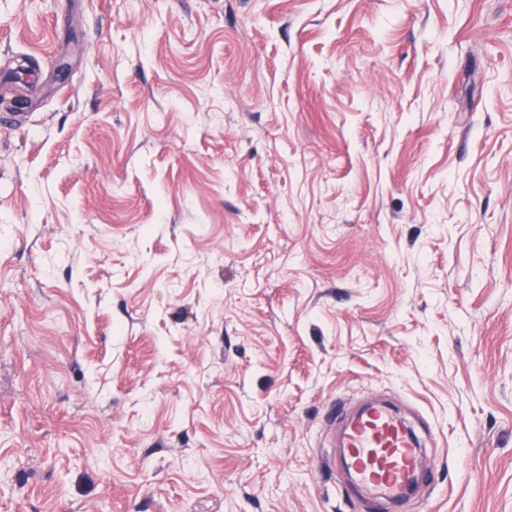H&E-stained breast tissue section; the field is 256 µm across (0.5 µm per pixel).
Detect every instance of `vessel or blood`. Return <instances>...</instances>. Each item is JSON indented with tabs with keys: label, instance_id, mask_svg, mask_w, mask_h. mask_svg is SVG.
<instances>
[{
	"label": "vessel or blood",
	"instance_id": "b4317fda",
	"mask_svg": "<svg viewBox=\"0 0 512 512\" xmlns=\"http://www.w3.org/2000/svg\"><path fill=\"white\" fill-rule=\"evenodd\" d=\"M338 420L340 451L324 462L367 512H397L431 482L416 434L387 403L367 401Z\"/></svg>",
	"mask_w": 512,
	"mask_h": 512
}]
</instances>
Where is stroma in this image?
Returning <instances> with one entry per match:
<instances>
[{
    "mask_svg": "<svg viewBox=\"0 0 512 512\" xmlns=\"http://www.w3.org/2000/svg\"><path fill=\"white\" fill-rule=\"evenodd\" d=\"M7 81L0 512H364L369 396L512 512V0H0Z\"/></svg>",
    "mask_w": 512,
    "mask_h": 512,
    "instance_id": "1",
    "label": "stroma"
}]
</instances>
